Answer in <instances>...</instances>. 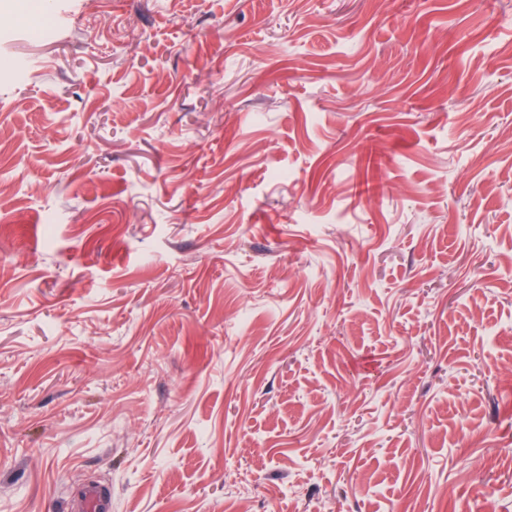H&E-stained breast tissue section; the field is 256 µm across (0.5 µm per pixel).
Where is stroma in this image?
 I'll use <instances>...</instances> for the list:
<instances>
[{"instance_id": "stroma-1", "label": "stroma", "mask_w": 512, "mask_h": 512, "mask_svg": "<svg viewBox=\"0 0 512 512\" xmlns=\"http://www.w3.org/2000/svg\"><path fill=\"white\" fill-rule=\"evenodd\" d=\"M0 0V512H512V0ZM69 512H112V490L100 483H86L79 495L69 497Z\"/></svg>"}]
</instances>
